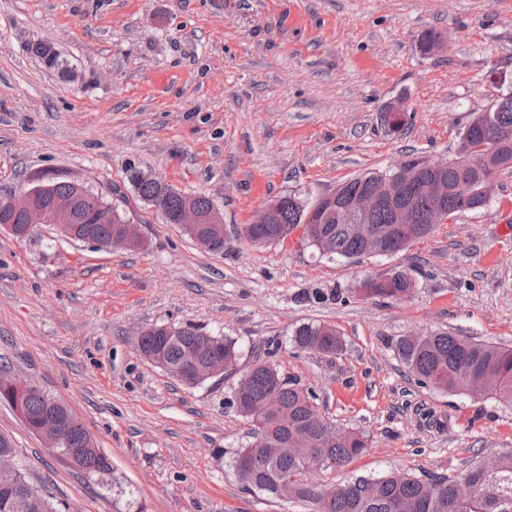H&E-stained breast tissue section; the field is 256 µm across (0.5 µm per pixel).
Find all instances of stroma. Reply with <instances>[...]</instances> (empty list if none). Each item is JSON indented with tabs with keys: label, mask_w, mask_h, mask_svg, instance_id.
<instances>
[{
	"label": "stroma",
	"mask_w": 512,
	"mask_h": 512,
	"mask_svg": "<svg viewBox=\"0 0 512 512\" xmlns=\"http://www.w3.org/2000/svg\"><path fill=\"white\" fill-rule=\"evenodd\" d=\"M442 45L422 54L428 33ZM50 44L70 70L31 51ZM512 93V0H0V196L53 170L102 193L142 238L105 250L43 226H0V367L65 403L111 463L69 465L0 403L27 482L61 512H308L247 491L231 466L250 429L232 406L254 360L312 389L368 448L309 482L464 472L512 450V407L408 381L392 345L433 331L512 348V168L490 205L395 255L319 257L243 228L272 200L306 201L411 154L454 158L474 113ZM403 103L389 133L383 109ZM209 196L210 253L140 201L130 170ZM407 271V299L355 293ZM325 301H302L315 290ZM333 326L335 358L295 348ZM194 324L236 341L232 373L188 386L145 360L143 329ZM292 344L304 351L337 357L343 352V340L336 329L324 324L303 323L291 333Z\"/></svg>",
	"instance_id": "1"
}]
</instances>
